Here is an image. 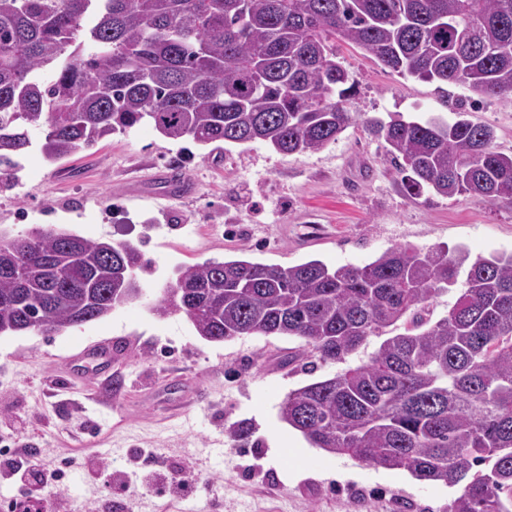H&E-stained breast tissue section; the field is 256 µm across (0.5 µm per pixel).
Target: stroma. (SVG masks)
Masks as SVG:
<instances>
[{
    "label": "stroma",
    "mask_w": 512,
    "mask_h": 512,
    "mask_svg": "<svg viewBox=\"0 0 512 512\" xmlns=\"http://www.w3.org/2000/svg\"><path fill=\"white\" fill-rule=\"evenodd\" d=\"M336 54L355 80L353 111L451 121L460 108L512 155V101L399 75L342 42ZM32 141L19 169L0 176V233L128 241L154 269L141 298L100 320L54 336L0 335V448L27 445L51 467L71 460L60 512H186L183 496L156 483L161 469L191 472L206 512H446L462 494L459 484L327 453L281 420L289 392L366 361L380 337L342 365L280 369L299 339L210 342L185 315L151 307L179 267L209 260L362 266L396 245L510 255L512 204L409 196L383 139L359 124L290 155L263 143L217 150L145 124L54 163L42 134ZM105 339L114 344L108 382L94 357ZM238 423L252 432L244 447L229 434ZM122 470L137 471L135 495L117 489Z\"/></svg>",
    "instance_id": "1"
}]
</instances>
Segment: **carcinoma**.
Listing matches in <instances>:
<instances>
[{
  "label": "carcinoma",
  "mask_w": 512,
  "mask_h": 512,
  "mask_svg": "<svg viewBox=\"0 0 512 512\" xmlns=\"http://www.w3.org/2000/svg\"><path fill=\"white\" fill-rule=\"evenodd\" d=\"M338 40L398 74L512 100V0H0V169H17L33 130L57 162L143 121L168 139L286 154L358 122L403 160L411 193L512 203V156L491 127L462 111L452 123L352 111ZM464 266L465 288L432 320ZM140 271L129 242L0 236V335L97 321ZM152 310L185 314L211 342L300 339L281 368L343 362L402 323L367 361L290 392L282 419L330 454L466 482L448 512H512V254L397 246L364 266L205 262L180 268Z\"/></svg>",
  "instance_id": "cac0c4a2"
}]
</instances>
